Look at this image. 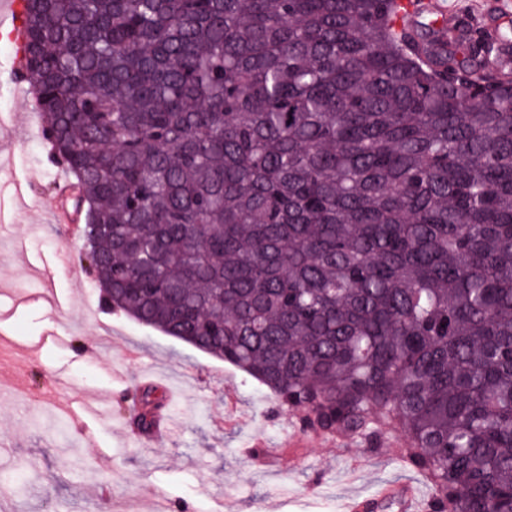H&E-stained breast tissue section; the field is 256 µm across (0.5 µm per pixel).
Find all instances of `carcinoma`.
<instances>
[{
    "label": "carcinoma",
    "mask_w": 512,
    "mask_h": 512,
    "mask_svg": "<svg viewBox=\"0 0 512 512\" xmlns=\"http://www.w3.org/2000/svg\"><path fill=\"white\" fill-rule=\"evenodd\" d=\"M21 79L105 300L302 431L512 512V32L396 0H23ZM152 391L140 428L151 430ZM470 1L472 0H399L398 4L402 8L398 12V18L401 23L414 22L417 11H420V4L426 3L427 9L425 12L433 16L431 21L432 30L444 31L450 21L457 19L456 10L466 9ZM448 4L452 5L454 9Z\"/></svg>",
    "instance_id": "cac0c4a2"
}]
</instances>
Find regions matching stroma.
Listing matches in <instances>:
<instances>
[{
    "label": "stroma",
    "instance_id": "stroma-1",
    "mask_svg": "<svg viewBox=\"0 0 512 512\" xmlns=\"http://www.w3.org/2000/svg\"><path fill=\"white\" fill-rule=\"evenodd\" d=\"M14 46L0 32V377L23 388L0 397V512H341L346 496L391 481L432 488L397 453L306 432L272 391L223 360L109 309L79 259L81 230L54 224L57 169L38 134L32 95L11 84ZM66 265H59L60 254ZM58 266L52 282L39 272ZM152 390L175 421L166 437L136 431L129 397ZM104 403L105 420L77 429L67 410ZM253 456H244L246 448Z\"/></svg>",
    "mask_w": 512,
    "mask_h": 512
}]
</instances>
